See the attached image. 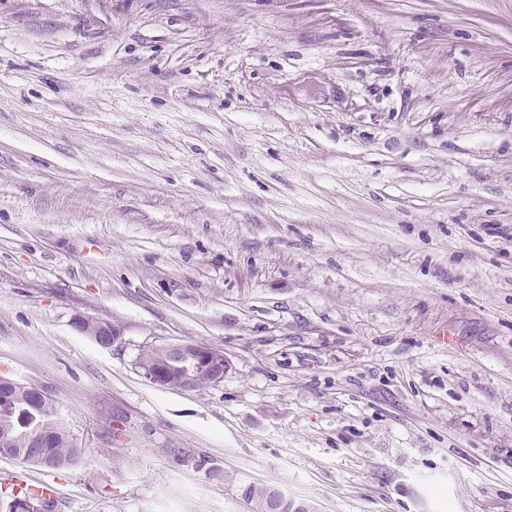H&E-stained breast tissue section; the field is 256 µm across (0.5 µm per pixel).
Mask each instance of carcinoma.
<instances>
[{
  "label": "carcinoma",
  "mask_w": 512,
  "mask_h": 512,
  "mask_svg": "<svg viewBox=\"0 0 512 512\" xmlns=\"http://www.w3.org/2000/svg\"><path fill=\"white\" fill-rule=\"evenodd\" d=\"M8 392L0 397V456L18 458L29 467L64 469L77 463L85 449L54 418L49 398L33 405L24 387L6 382ZM271 487L251 486L244 498L262 512ZM17 496L24 506L17 512H51L54 502L41 487L25 486Z\"/></svg>",
  "instance_id": "carcinoma-1"
}]
</instances>
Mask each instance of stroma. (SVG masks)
I'll return each instance as SVG.
<instances>
[{"label":"stroma","mask_w":512,"mask_h":512,"mask_svg":"<svg viewBox=\"0 0 512 512\" xmlns=\"http://www.w3.org/2000/svg\"><path fill=\"white\" fill-rule=\"evenodd\" d=\"M1 377L54 512H512V0H0ZM165 349L176 352L180 356L179 374L171 373L165 364H151L141 360V355L145 350L138 358L137 368L144 378L152 384L174 390H189L211 385L207 372H201L193 385L198 369L204 365L212 369V385L219 384L224 380L226 360L219 362L215 359V354L218 353L217 348L207 344L186 342L171 344L166 346ZM1 381L6 383L8 392L3 393V398L0 395V456L18 458L23 464L37 468L59 470L76 464L85 449L55 421L51 400L44 392L28 387L26 390L33 400L45 396L38 404L31 405L24 387ZM37 436L45 440L36 444Z\"/></svg>","instance_id":"stroma-1"}]
</instances>
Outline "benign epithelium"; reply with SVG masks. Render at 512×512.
Listing matches in <instances>:
<instances>
[{"label": "benign epithelium", "instance_id": "7a95c632", "mask_svg": "<svg viewBox=\"0 0 512 512\" xmlns=\"http://www.w3.org/2000/svg\"><path fill=\"white\" fill-rule=\"evenodd\" d=\"M166 350L173 351L180 356V372L173 374L162 363H147L137 361L140 373L154 385L165 389L189 390L193 387V381L198 369L207 366L212 369V384L216 385L224 380L226 363L215 359L218 349L201 343H178L166 346ZM288 505L290 512H314L312 507L303 501L288 499L278 491L267 501L265 509L268 512H282L283 505Z\"/></svg>", "mask_w": 512, "mask_h": 512}]
</instances>
